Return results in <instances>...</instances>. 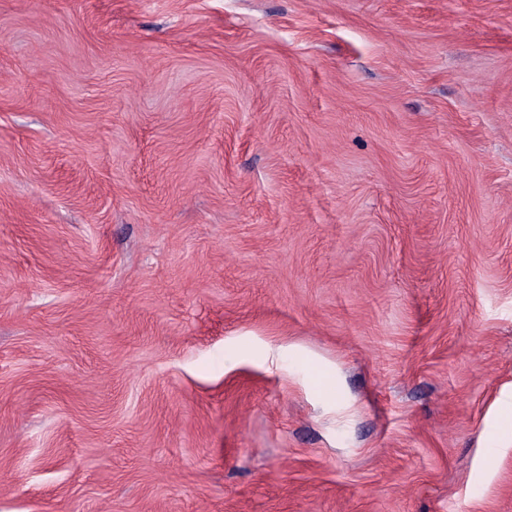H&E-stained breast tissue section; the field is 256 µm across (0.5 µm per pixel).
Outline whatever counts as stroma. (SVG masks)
<instances>
[{"mask_svg": "<svg viewBox=\"0 0 512 512\" xmlns=\"http://www.w3.org/2000/svg\"><path fill=\"white\" fill-rule=\"evenodd\" d=\"M512 0H0V512H512Z\"/></svg>", "mask_w": 512, "mask_h": 512, "instance_id": "1", "label": "stroma"}]
</instances>
